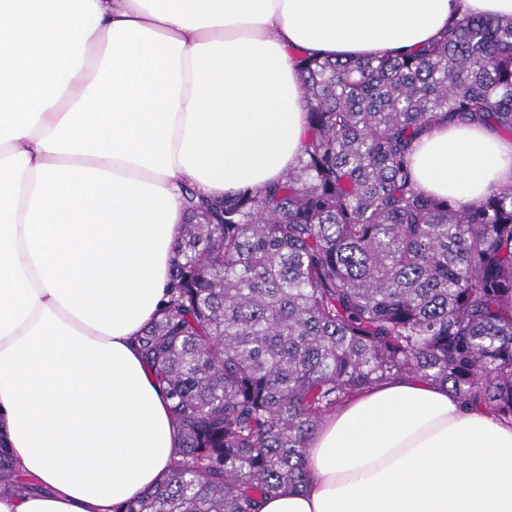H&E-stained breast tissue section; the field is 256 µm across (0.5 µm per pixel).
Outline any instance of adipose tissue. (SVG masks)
Returning <instances> with one entry per match:
<instances>
[{"instance_id":"1","label":"adipose tissue","mask_w":512,"mask_h":512,"mask_svg":"<svg viewBox=\"0 0 512 512\" xmlns=\"http://www.w3.org/2000/svg\"><path fill=\"white\" fill-rule=\"evenodd\" d=\"M512 0H0V437L31 489L0 512H116L169 473L171 401L136 339L186 214L300 156L299 60L395 56ZM423 192L512 185V140L441 124ZM301 490L258 512H512V423L414 375L326 417Z\"/></svg>"}]
</instances>
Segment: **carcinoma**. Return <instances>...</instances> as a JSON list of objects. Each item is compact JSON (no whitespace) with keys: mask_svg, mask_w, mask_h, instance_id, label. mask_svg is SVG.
<instances>
[{"mask_svg":"<svg viewBox=\"0 0 512 512\" xmlns=\"http://www.w3.org/2000/svg\"><path fill=\"white\" fill-rule=\"evenodd\" d=\"M301 70L307 135L281 180L184 190L166 297L137 338L178 459L115 512H256L308 482L328 415L397 376L512 422V187L430 197L409 162L442 123L512 131V18L466 15L407 54ZM29 484L0 446V488Z\"/></svg>","mask_w":512,"mask_h":512,"instance_id":"carcinoma-1","label":"carcinoma"}]
</instances>
